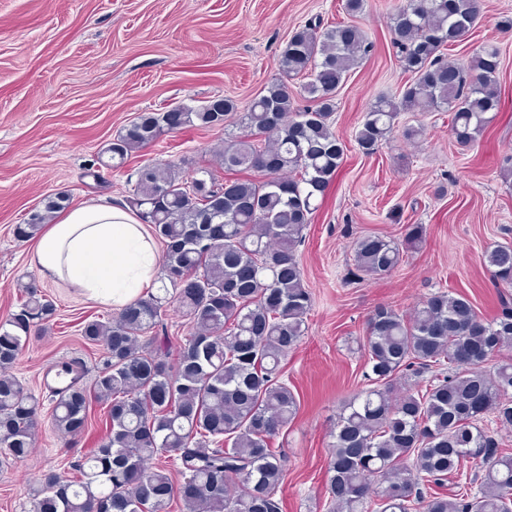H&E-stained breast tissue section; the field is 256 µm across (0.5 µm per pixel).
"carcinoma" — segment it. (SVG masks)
<instances>
[{
  "label": "carcinoma",
  "instance_id": "cac0c4a2",
  "mask_svg": "<svg viewBox=\"0 0 512 512\" xmlns=\"http://www.w3.org/2000/svg\"><path fill=\"white\" fill-rule=\"evenodd\" d=\"M480 0H405L393 18L391 43L411 83L368 108L355 141L373 155L402 112H449L460 146L471 144L499 111L500 50L487 42L467 58L446 60L480 15ZM374 44L353 23L310 22L280 55L279 76L245 108L228 97L216 107L177 105L144 111L108 143L105 166H123L132 152L165 133L224 125L239 114L243 136H231L219 157L226 172L262 178L219 180L208 168L183 178L170 164L136 171L128 204L152 227L165 257L157 292L122 308L116 319L91 320L83 339L101 347L89 384L80 371L56 391L53 423L76 439L88 428L92 402L107 403V440L68 472H51L31 492L32 512H281L276 492L285 457L271 440L299 411L281 379V362L307 331L311 294L298 248L319 201L341 167L345 144L332 130L336 90ZM304 76L307 108L297 107L288 81ZM70 196L51 193L15 226L31 239ZM426 228L408 224L397 242L366 235L352 245L367 276L394 270L419 248ZM496 284L512 288V246L485 253ZM25 300L0 323V467L27 457L40 401L10 369L33 328L56 308L32 283ZM176 303L193 323L176 362L168 337L157 335L165 308ZM512 346V310L486 321L464 296L437 292L406 316L374 310L361 344L370 387L340 410L329 463L337 512H512V453L483 426L493 415L512 428V360H494ZM180 462L175 483L168 458ZM481 459L480 476L450 498L423 491L461 475ZM479 483L476 493L469 485Z\"/></svg>",
  "mask_w": 512,
  "mask_h": 512
}]
</instances>
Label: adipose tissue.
<instances>
[{"label": "adipose tissue", "mask_w": 512, "mask_h": 512, "mask_svg": "<svg viewBox=\"0 0 512 512\" xmlns=\"http://www.w3.org/2000/svg\"><path fill=\"white\" fill-rule=\"evenodd\" d=\"M30 263L42 278L66 282L118 309L152 288L160 271L143 224L128 208L104 199L64 211L38 241Z\"/></svg>", "instance_id": "1"}]
</instances>
